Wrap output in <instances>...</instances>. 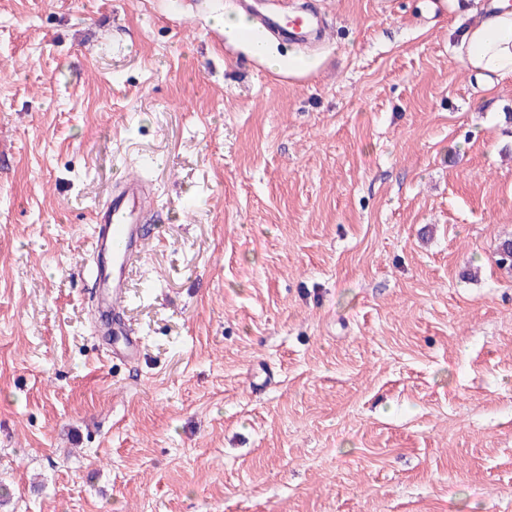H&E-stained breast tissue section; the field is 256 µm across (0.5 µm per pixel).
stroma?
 I'll list each match as a JSON object with an SVG mask.
<instances>
[{
  "instance_id": "obj_1",
  "label": "stroma",
  "mask_w": 512,
  "mask_h": 512,
  "mask_svg": "<svg viewBox=\"0 0 512 512\" xmlns=\"http://www.w3.org/2000/svg\"><path fill=\"white\" fill-rule=\"evenodd\" d=\"M0 0V512H512V78L474 0ZM158 190L112 356L80 267ZM238 0L241 9L255 16L258 28L274 38L300 44L310 39L319 41L325 23L317 12L301 10L294 14L279 11H261L253 2ZM475 3L481 15L467 31L462 62L492 87L494 82L512 77V8L508 0Z\"/></svg>"
}]
</instances>
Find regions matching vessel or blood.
<instances>
[{
	"label": "vessel or blood",
	"instance_id": "obj_1",
	"mask_svg": "<svg viewBox=\"0 0 512 512\" xmlns=\"http://www.w3.org/2000/svg\"><path fill=\"white\" fill-rule=\"evenodd\" d=\"M246 12L254 14L259 29L274 38L300 44L320 40L325 23L317 12L301 10L293 14L258 10L254 0H238ZM155 209L151 183L143 179H118L107 201L98 207L92 222L94 254L91 275L94 309L106 335L121 339L122 355L139 352V338L123 323L129 275L152 239L148 217Z\"/></svg>",
	"mask_w": 512,
	"mask_h": 512
}]
</instances>
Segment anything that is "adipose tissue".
Listing matches in <instances>:
<instances>
[{
	"label": "adipose tissue",
	"mask_w": 512,
	"mask_h": 512,
	"mask_svg": "<svg viewBox=\"0 0 512 512\" xmlns=\"http://www.w3.org/2000/svg\"><path fill=\"white\" fill-rule=\"evenodd\" d=\"M468 30L462 62L488 82L512 77V0H483Z\"/></svg>",
	"instance_id": "ef3b65f1"
}]
</instances>
